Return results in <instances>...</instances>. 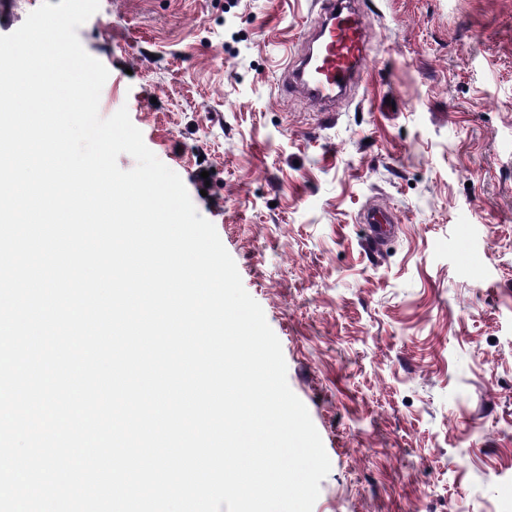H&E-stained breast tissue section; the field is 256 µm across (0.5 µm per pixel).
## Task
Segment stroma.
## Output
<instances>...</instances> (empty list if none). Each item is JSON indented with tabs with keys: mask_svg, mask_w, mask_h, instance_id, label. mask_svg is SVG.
<instances>
[{
	"mask_svg": "<svg viewBox=\"0 0 512 512\" xmlns=\"http://www.w3.org/2000/svg\"><path fill=\"white\" fill-rule=\"evenodd\" d=\"M365 2L328 119L282 93L314 0H100L77 34L281 343L313 512H512V0ZM363 219L369 228L367 240L376 248L390 236L392 224L396 223V217L391 211L379 208L367 211Z\"/></svg>",
	"mask_w": 512,
	"mask_h": 512,
	"instance_id": "1",
	"label": "stroma"
}]
</instances>
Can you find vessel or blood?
Returning <instances> with one entry per match:
<instances>
[{"label":"vessel or blood","mask_w":512,"mask_h":512,"mask_svg":"<svg viewBox=\"0 0 512 512\" xmlns=\"http://www.w3.org/2000/svg\"><path fill=\"white\" fill-rule=\"evenodd\" d=\"M318 20L288 69L285 91L321 112L332 111L346 98L362 73L367 57L368 23L361 0H320ZM368 242L378 245L396 222L386 209L365 213Z\"/></svg>","instance_id":"1"}]
</instances>
